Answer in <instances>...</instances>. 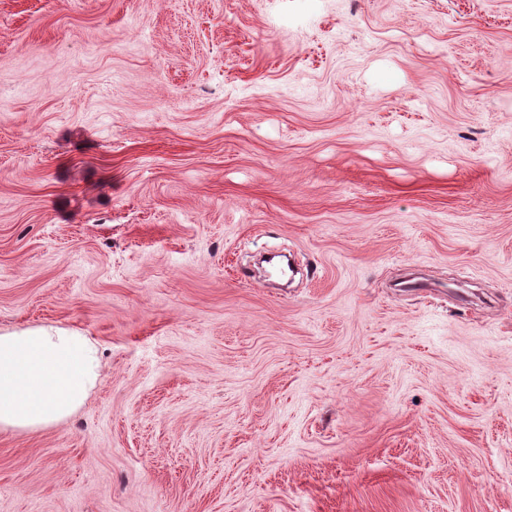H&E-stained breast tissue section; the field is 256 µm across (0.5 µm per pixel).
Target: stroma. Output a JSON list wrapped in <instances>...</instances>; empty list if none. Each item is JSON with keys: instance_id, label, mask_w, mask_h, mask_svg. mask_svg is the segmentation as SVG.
Masks as SVG:
<instances>
[{"instance_id": "obj_1", "label": "stroma", "mask_w": 512, "mask_h": 512, "mask_svg": "<svg viewBox=\"0 0 512 512\" xmlns=\"http://www.w3.org/2000/svg\"><path fill=\"white\" fill-rule=\"evenodd\" d=\"M48 325L100 380L0 432V512H512V0H0Z\"/></svg>"}]
</instances>
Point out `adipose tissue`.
Returning a JSON list of instances; mask_svg holds the SVG:
<instances>
[{"label": "adipose tissue", "mask_w": 512, "mask_h": 512, "mask_svg": "<svg viewBox=\"0 0 512 512\" xmlns=\"http://www.w3.org/2000/svg\"><path fill=\"white\" fill-rule=\"evenodd\" d=\"M98 378V346L79 331H0V431L63 423L85 404Z\"/></svg>", "instance_id": "1"}]
</instances>
